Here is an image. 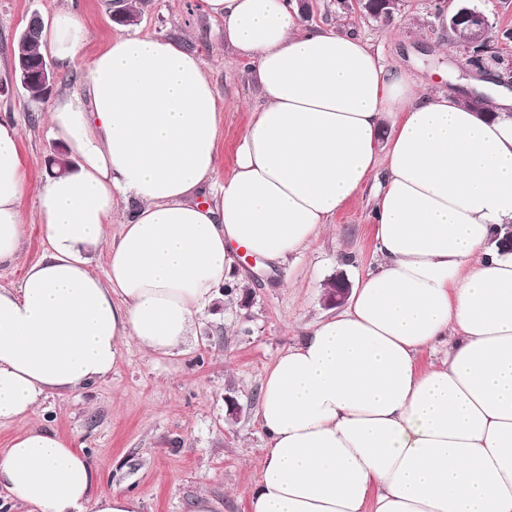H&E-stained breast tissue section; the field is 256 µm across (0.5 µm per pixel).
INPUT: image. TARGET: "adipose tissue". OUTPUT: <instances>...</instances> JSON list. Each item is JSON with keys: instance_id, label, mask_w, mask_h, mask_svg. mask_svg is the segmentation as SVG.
<instances>
[{"instance_id": "obj_1", "label": "adipose tissue", "mask_w": 512, "mask_h": 512, "mask_svg": "<svg viewBox=\"0 0 512 512\" xmlns=\"http://www.w3.org/2000/svg\"><path fill=\"white\" fill-rule=\"evenodd\" d=\"M204 3L261 99L233 173L215 185L222 127L203 60L170 39L112 37L89 96L61 94L49 114L72 165L38 191L45 254L0 289V425L105 379L127 343L186 346L235 288V248L289 261L375 179L377 267L263 379L250 512H512V253L495 241L512 224V92L479 83L476 112L383 65L351 29L305 24L288 0ZM86 38L70 12L41 34L63 62ZM19 138L0 120V265L26 231ZM96 482L49 429L0 455V488L28 512H141Z\"/></svg>"}]
</instances>
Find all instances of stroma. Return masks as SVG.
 <instances>
[{
	"label": "stroma",
	"instance_id": "35a3bbf8",
	"mask_svg": "<svg viewBox=\"0 0 512 512\" xmlns=\"http://www.w3.org/2000/svg\"><path fill=\"white\" fill-rule=\"evenodd\" d=\"M312 25L344 22L363 37L382 64L407 68L437 88L472 77L460 50L433 17L439 0H403L390 20L375 22L337 0H309ZM73 11L87 31L79 54L57 64L54 92L88 96V68L124 28L112 21L108 0H0V117L20 129L19 158L26 176L27 228L18 260L0 266V287H18L47 245L36 195L49 174L57 144L48 136L51 100L28 102L12 63L18 39L32 17L48 22ZM133 33L174 38L207 66L217 95L233 99L222 110L216 182L228 178L236 143L258 103L251 66L224 45V25L202 0H146ZM374 189L366 187L331 220L291 264L237 257L235 293L217 298L197 321L182 353L154 356L136 344L123 349L106 379L64 396L44 398L38 413L0 425V453L11 440L43 423L74 438L105 489L131 492L141 512H191L198 494L210 495L216 512H248V501L267 448L258 420L261 382L276 356L298 343L307 326L330 314L324 302L336 277L357 281L376 267L370 212ZM239 407L231 415V407Z\"/></svg>",
	"mask_w": 512,
	"mask_h": 512
}]
</instances>
